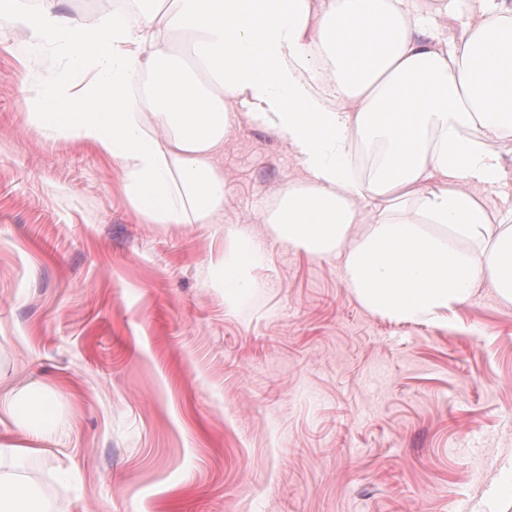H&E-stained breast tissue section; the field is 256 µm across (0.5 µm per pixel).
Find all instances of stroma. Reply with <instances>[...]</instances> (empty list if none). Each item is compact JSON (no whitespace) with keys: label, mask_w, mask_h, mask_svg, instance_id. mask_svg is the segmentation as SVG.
Wrapping results in <instances>:
<instances>
[{"label":"stroma","mask_w":512,"mask_h":512,"mask_svg":"<svg viewBox=\"0 0 512 512\" xmlns=\"http://www.w3.org/2000/svg\"><path fill=\"white\" fill-rule=\"evenodd\" d=\"M24 39L0 19V396L46 394L63 431L0 416L17 472L70 512H512V303L485 282L447 327L397 323L273 244L225 307L215 225L142 223L116 163L27 125L61 60ZM216 162L225 223L266 237L287 144L244 116Z\"/></svg>","instance_id":"obj_1"}]
</instances>
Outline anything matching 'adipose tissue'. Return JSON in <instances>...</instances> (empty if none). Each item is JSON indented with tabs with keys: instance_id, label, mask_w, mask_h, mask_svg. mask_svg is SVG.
I'll return each mask as SVG.
<instances>
[{
	"instance_id": "1",
	"label": "adipose tissue",
	"mask_w": 512,
	"mask_h": 512,
	"mask_svg": "<svg viewBox=\"0 0 512 512\" xmlns=\"http://www.w3.org/2000/svg\"><path fill=\"white\" fill-rule=\"evenodd\" d=\"M61 0H0L27 36V63L61 53V73L24 94L46 140L96 149L123 171L146 224H214L224 214L215 161L244 106L287 143L304 181L281 185L261 218L268 241L224 227L209 264L224 301L265 288L274 242L339 264L368 311L406 324L447 325L490 282L512 303V209L495 140L512 135V0H471L458 38L440 18L457 0H141L89 26ZM378 150L369 178L356 146ZM390 205L368 214L367 200ZM28 438L58 421L37 391L0 399ZM0 512H65L23 476L0 470Z\"/></svg>"
}]
</instances>
